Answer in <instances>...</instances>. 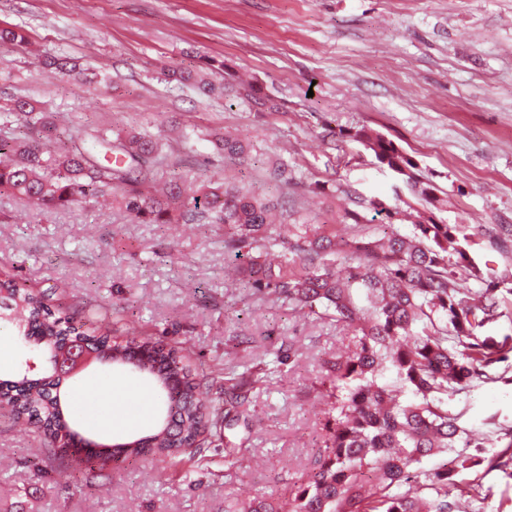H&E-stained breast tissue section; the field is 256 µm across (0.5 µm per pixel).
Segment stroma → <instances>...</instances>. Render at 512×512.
I'll list each match as a JSON object with an SVG mask.
<instances>
[{
	"label": "stroma",
	"mask_w": 512,
	"mask_h": 512,
	"mask_svg": "<svg viewBox=\"0 0 512 512\" xmlns=\"http://www.w3.org/2000/svg\"><path fill=\"white\" fill-rule=\"evenodd\" d=\"M0 113L17 98L46 106L59 127H139L165 144L153 177L173 163L196 184L243 183L303 214L323 216L319 183L360 198L416 203L340 130L368 127L414 157L448 199V223L512 224V0H0ZM65 56L98 72L85 85L44 67ZM249 75L279 109L211 99L165 81L202 58ZM251 138L245 159L218 154L213 134ZM284 164L291 179L270 174ZM0 272L75 324L108 318L117 339L138 330L185 355L215 403L216 364H263L250 426L225 457L205 443L164 462L126 457L103 469L62 459L42 435L0 412V512H225L260 491L283 492L316 465L328 405L321 363L356 338L327 319L257 305L228 274L224 232L209 224H139L112 206L39 209L0 194ZM295 343L301 356L280 363ZM120 398L157 418L153 388L106 366L66 380L78 396ZM461 426L512 425V384L480 382L455 403Z\"/></svg>",
	"instance_id": "1"
}]
</instances>
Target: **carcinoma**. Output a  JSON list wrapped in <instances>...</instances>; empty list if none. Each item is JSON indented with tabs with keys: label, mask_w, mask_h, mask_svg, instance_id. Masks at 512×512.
Returning a JSON list of instances; mask_svg holds the SVG:
<instances>
[{
	"label": "carcinoma",
	"mask_w": 512,
	"mask_h": 512,
	"mask_svg": "<svg viewBox=\"0 0 512 512\" xmlns=\"http://www.w3.org/2000/svg\"><path fill=\"white\" fill-rule=\"evenodd\" d=\"M224 63L206 60L199 71L174 77L207 95L224 92ZM242 100L260 106L272 99L255 83L232 78ZM7 116L29 131L45 133L33 143L20 136L11 121L0 123V192L46 209L93 207L111 198L140 224H178L197 220L224 225V255L238 261L243 287L265 303L288 305L341 324L357 336L355 350L326 364L330 409L324 423V451L312 472L278 496L261 495L244 512H457L460 501L485 503L490 494L482 477L455 479L444 461L426 468V458L455 448H475L460 467L486 465L512 478V426L490 420L491 428L470 434L449 402L466 397L476 382L512 379V335L498 339L483 329L512 316L509 277L485 270L476 261L482 250L512 260V225L478 224L464 232L461 224H445L436 212L448 205L431 185H423L418 164L380 133L362 127L344 133L373 152L380 164L425 202L408 235L395 231L404 211L379 198H353L341 188L337 221L351 220L359 233L346 238L326 221L286 224L272 221L277 204L265 197L220 182L198 186L185 175L157 185L147 173L162 157L157 142L135 129L112 132L86 126L78 134L59 130L31 102L13 101ZM224 157L248 155L250 142L223 137ZM383 214L387 223L374 232L363 223L364 212ZM276 250L280 264L261 261ZM475 280L482 288L474 290ZM10 310L22 341L52 362V348L69 336L109 350L107 326L71 324L55 315L37 295L11 279L0 280V309ZM131 343L147 352L150 369L143 375L155 384L157 399L177 407L175 428L136 439L126 455L170 458L179 452L172 437L189 441L201 434L221 436L240 418H248L252 391L265 381V370L251 366L238 372L227 367L224 408L212 404L196 383L190 366L174 349L149 338ZM0 409L27 416L43 433L48 447L72 437L92 445L88 456L100 467L115 459L114 448L98 445L71 428L64 418L58 384L39 382L23 372L15 381L0 382Z\"/></svg>",
	"instance_id": "obj_1"
}]
</instances>
